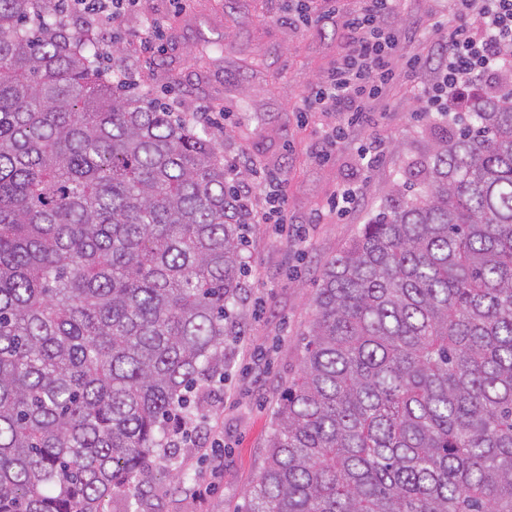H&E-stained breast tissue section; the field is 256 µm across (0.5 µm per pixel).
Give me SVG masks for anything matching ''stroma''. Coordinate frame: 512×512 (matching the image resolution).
I'll list each match as a JSON object with an SVG mask.
<instances>
[{
	"instance_id": "35a3bbf8",
	"label": "stroma",
	"mask_w": 512,
	"mask_h": 512,
	"mask_svg": "<svg viewBox=\"0 0 512 512\" xmlns=\"http://www.w3.org/2000/svg\"><path fill=\"white\" fill-rule=\"evenodd\" d=\"M290 0H138L115 25L108 66L130 77L129 95L176 104L177 117L205 129L224 159L277 173L280 189L260 187L253 210L286 197V221L250 227L244 255L247 288L235 312L239 335L225 345L224 376L191 423V438L172 459H157L129 496L107 501L106 512H244L246 491L260 473L283 391L297 376L325 264L381 212L406 166L423 161L431 131L447 118L415 113V96L435 77L399 75L371 105L370 122L338 144L328 160L316 154L342 117L320 108L300 111L311 88L326 80L348 49L344 21L359 0H317L310 29L288 22ZM457 0H405L400 20L417 24L412 54L437 57L439 29L455 19ZM223 48L209 68L190 54L205 42ZM381 141L377 165H360L357 151ZM359 187L361 202L346 216L330 204L340 189Z\"/></svg>"
}]
</instances>
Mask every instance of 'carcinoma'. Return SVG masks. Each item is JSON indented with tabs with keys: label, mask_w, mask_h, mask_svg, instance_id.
Instances as JSON below:
<instances>
[{
	"label": "carcinoma",
	"mask_w": 512,
	"mask_h": 512,
	"mask_svg": "<svg viewBox=\"0 0 512 512\" xmlns=\"http://www.w3.org/2000/svg\"><path fill=\"white\" fill-rule=\"evenodd\" d=\"M0 0V512H104L238 333L215 142ZM323 269L245 512H512V76Z\"/></svg>",
	"instance_id": "carcinoma-1"
}]
</instances>
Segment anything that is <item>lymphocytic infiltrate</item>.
Here are the masks:
<instances>
[{"label":"lymphocytic infiltrate","mask_w":512,"mask_h":512,"mask_svg":"<svg viewBox=\"0 0 512 512\" xmlns=\"http://www.w3.org/2000/svg\"><path fill=\"white\" fill-rule=\"evenodd\" d=\"M471 17L445 32L440 47L446 53L436 81L424 87L418 99L423 112H459L464 92L474 84L491 85L512 57V0H461ZM401 0H367L366 7L345 22L351 47L329 79L314 86L306 104H319L345 116L333 141L343 139L349 129L369 120V102L378 100L399 71L422 69L421 58L406 55L404 47L416 32L399 24Z\"/></svg>","instance_id":"1"}]
</instances>
